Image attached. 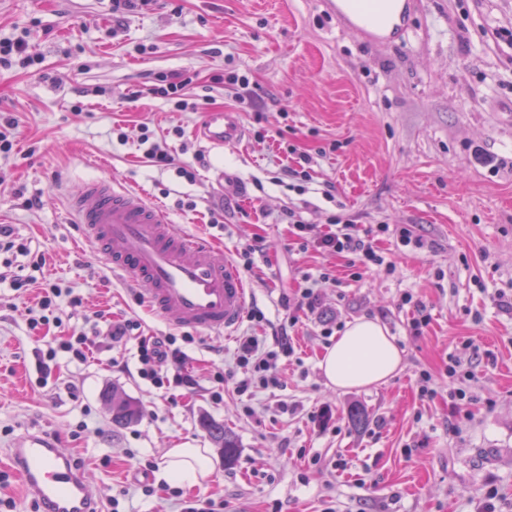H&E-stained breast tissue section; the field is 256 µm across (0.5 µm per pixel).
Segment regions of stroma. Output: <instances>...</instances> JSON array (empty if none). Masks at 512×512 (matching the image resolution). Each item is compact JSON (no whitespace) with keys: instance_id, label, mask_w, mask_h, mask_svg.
<instances>
[{"instance_id":"obj_1","label":"stroma","mask_w":512,"mask_h":512,"mask_svg":"<svg viewBox=\"0 0 512 512\" xmlns=\"http://www.w3.org/2000/svg\"><path fill=\"white\" fill-rule=\"evenodd\" d=\"M173 5L153 0L116 15L111 0H0V36L29 31L36 56L28 67L0 68V113L19 120L16 150L0 160V224L69 290L59 300L66 329L82 328L90 311L140 325L121 343L99 336L89 363L60 366L42 382L35 355L53 337L31 330L28 315L40 289L19 303L0 283V472L9 476L0 498L13 501L0 512H35L8 456L27 432L63 435L97 499L120 496V512H180L192 497L223 501L224 512H480L490 487L495 512H512V313L495 301L512 294V48L491 32L494 20L512 19V0H417L403 42L383 46L339 27L323 0H182L178 14ZM185 70L208 109L237 112L241 141L207 148L194 134L202 112L148 94L158 74ZM230 71L249 77L252 107L225 93ZM143 124L194 169V181L145 162ZM299 151L311 158L305 184L284 174ZM96 178L163 198L171 223L213 239L231 259L253 245L249 307L263 321L243 319L229 338L197 331L184 347L188 370L203 376L232 365L236 337L287 331L303 364L285 367L282 388L259 392L251 413L229 388L216 402L202 388L157 390L138 377L139 337L184 331L142 307L81 242L67 198ZM27 197L39 207H24ZM187 199L196 210L181 209ZM217 208L220 226L210 223ZM290 208L321 232L337 215L362 230L408 228L428 246L384 236L394 272L355 278L345 257L302 249L284 217ZM307 274L318 304L285 327ZM407 291L431 315L418 337L400 303ZM361 317L395 336L403 369L371 388L327 387L322 331ZM468 340L473 350L464 349ZM452 355L474 373V399L459 418L442 375ZM423 369L437 378L430 400L416 388ZM111 387L140 405L139 421L113 425L102 398ZM281 400L295 414L278 413ZM354 409L362 424L352 422ZM319 410L333 416L327 427L308 418ZM205 418L235 434L233 463L213 447ZM186 443L208 451L205 483L129 491L137 463L161 462Z\"/></svg>"}]
</instances>
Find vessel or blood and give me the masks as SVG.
Instances as JSON below:
<instances>
[{"label": "vessel or blood", "mask_w": 512, "mask_h": 512, "mask_svg": "<svg viewBox=\"0 0 512 512\" xmlns=\"http://www.w3.org/2000/svg\"><path fill=\"white\" fill-rule=\"evenodd\" d=\"M414 0H326L343 28L368 42H395L409 29ZM199 136L215 150L235 142L234 113L207 112ZM82 240L98 250L113 275L137 287L143 304L166 324L223 334L241 322L251 288L240 268L219 258L215 244L174 228L163 206L143 190L109 179L85 182L68 200ZM41 434L20 436L10 460L42 512H102L92 486L62 449Z\"/></svg>", "instance_id": "obj_1"}]
</instances>
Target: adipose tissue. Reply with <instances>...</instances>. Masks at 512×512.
Segmentation results:
<instances>
[{"label":"adipose tissue","mask_w":512,"mask_h":512,"mask_svg":"<svg viewBox=\"0 0 512 512\" xmlns=\"http://www.w3.org/2000/svg\"><path fill=\"white\" fill-rule=\"evenodd\" d=\"M402 362V352L387 329L378 321L360 318L347 323L318 366L328 387L368 388L397 375ZM209 473L205 449L185 444L166 451L158 477L192 487Z\"/></svg>","instance_id":"adipose-tissue-1"}]
</instances>
